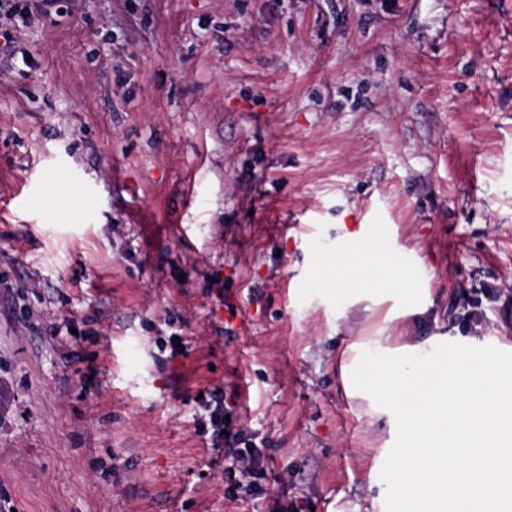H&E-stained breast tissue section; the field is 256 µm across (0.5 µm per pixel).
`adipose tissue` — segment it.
Returning <instances> with one entry per match:
<instances>
[{
	"label": "adipose tissue",
	"mask_w": 512,
	"mask_h": 512,
	"mask_svg": "<svg viewBox=\"0 0 512 512\" xmlns=\"http://www.w3.org/2000/svg\"><path fill=\"white\" fill-rule=\"evenodd\" d=\"M389 264L380 253L364 255L352 253L343 258L337 265H318L317 273L322 277L336 280L342 290L365 293L378 287L391 288L395 286L390 277Z\"/></svg>",
	"instance_id": "adipose-tissue-1"
}]
</instances>
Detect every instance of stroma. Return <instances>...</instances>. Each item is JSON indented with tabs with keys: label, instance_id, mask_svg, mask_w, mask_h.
<instances>
[{
	"label": "stroma",
	"instance_id": "35a3bbf8",
	"mask_svg": "<svg viewBox=\"0 0 512 512\" xmlns=\"http://www.w3.org/2000/svg\"><path fill=\"white\" fill-rule=\"evenodd\" d=\"M0 17V512H372L341 367L383 325L512 352V0H36ZM378 250L420 295L337 298ZM482 289L483 317L469 313ZM250 399L233 501L199 401Z\"/></svg>",
	"mask_w": 512,
	"mask_h": 512
}]
</instances>
